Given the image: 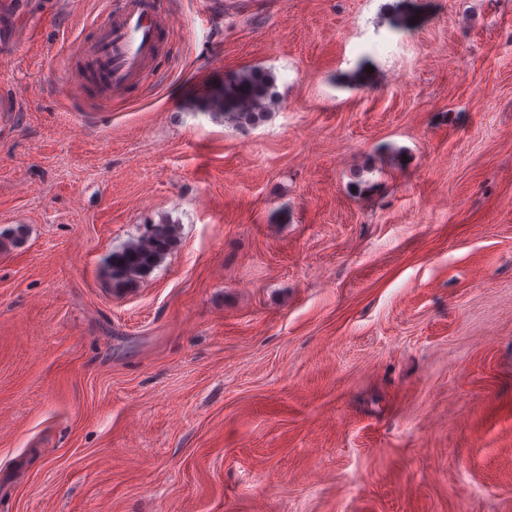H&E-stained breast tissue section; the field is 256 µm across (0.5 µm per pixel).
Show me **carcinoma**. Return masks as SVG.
Returning <instances> with one entry per match:
<instances>
[{"instance_id": "1", "label": "carcinoma", "mask_w": 512, "mask_h": 512, "mask_svg": "<svg viewBox=\"0 0 512 512\" xmlns=\"http://www.w3.org/2000/svg\"><path fill=\"white\" fill-rule=\"evenodd\" d=\"M277 76L260 68H246L234 73L224 84L219 104L225 114L241 127L264 120L277 104ZM178 226L167 221L147 225L132 243L112 253L108 275L116 289L132 287L149 275L174 249Z\"/></svg>"}]
</instances>
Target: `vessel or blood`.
<instances>
[{
	"mask_svg": "<svg viewBox=\"0 0 512 512\" xmlns=\"http://www.w3.org/2000/svg\"><path fill=\"white\" fill-rule=\"evenodd\" d=\"M166 30L165 0H106L79 44L95 66L94 76L69 81V97L84 99L94 78L113 94L127 92L153 63Z\"/></svg>",
	"mask_w": 512,
	"mask_h": 512,
	"instance_id": "vessel-or-blood-1",
	"label": "vessel or blood"
}]
</instances>
